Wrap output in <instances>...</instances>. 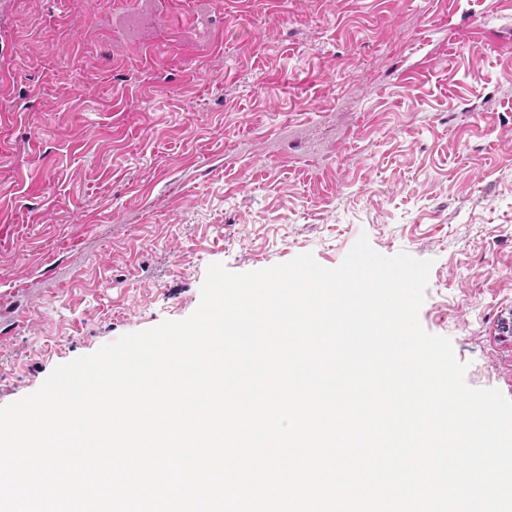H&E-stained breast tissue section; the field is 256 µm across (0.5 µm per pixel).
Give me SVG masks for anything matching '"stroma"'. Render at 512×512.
Listing matches in <instances>:
<instances>
[{
    "label": "stroma",
    "mask_w": 512,
    "mask_h": 512,
    "mask_svg": "<svg viewBox=\"0 0 512 512\" xmlns=\"http://www.w3.org/2000/svg\"><path fill=\"white\" fill-rule=\"evenodd\" d=\"M12 0L0 406L360 235L432 260L420 323L512 399V0Z\"/></svg>",
    "instance_id": "1"
}]
</instances>
